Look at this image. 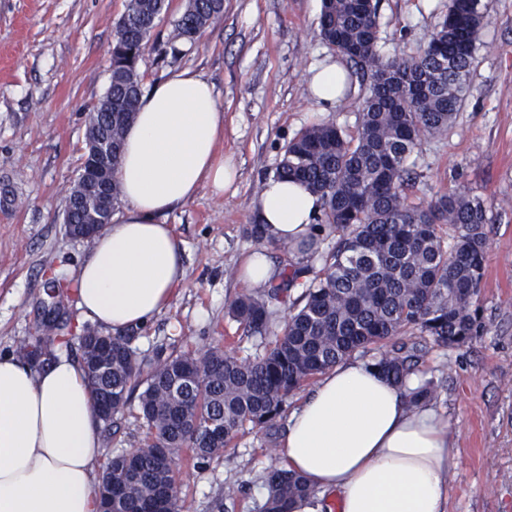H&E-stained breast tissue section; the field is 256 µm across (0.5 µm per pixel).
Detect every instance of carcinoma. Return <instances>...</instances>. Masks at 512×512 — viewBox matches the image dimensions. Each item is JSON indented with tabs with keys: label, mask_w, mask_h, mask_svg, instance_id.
<instances>
[{
	"label": "carcinoma",
	"mask_w": 512,
	"mask_h": 512,
	"mask_svg": "<svg viewBox=\"0 0 512 512\" xmlns=\"http://www.w3.org/2000/svg\"><path fill=\"white\" fill-rule=\"evenodd\" d=\"M169 0H126L110 55V81L90 110L88 127L112 142V205L124 132L142 94L140 62ZM379 0H322L320 36L345 57L352 74L369 81L356 135L333 124L313 125L285 146L278 176L305 185L321 200V223L336 234L322 267L292 302L288 321L264 353L240 358L218 349L170 354L160 350L142 376L126 336H108L112 361L89 370L96 356L88 335L77 337L98 417L105 427L133 394L148 427L147 443L108 459L98 487L103 512H176L180 453L202 464L249 425L273 437L288 398L355 353L379 351L372 365L397 385L417 374L427 336L459 348L484 330L476 298L484 278L489 206L476 195H439L411 206L404 193L406 162L421 136L448 129L470 90L476 41L484 24L480 0H448V14L422 53L385 59L378 45ZM224 11V0H187L169 36L172 50L194 42ZM451 227L452 235L444 228ZM301 271L258 297L245 293L228 308L247 337L265 339L269 304L285 297ZM422 380L410 391L430 400ZM261 512H290L311 494L282 466L266 476Z\"/></svg>",
	"instance_id": "cac0c4a2"
}]
</instances>
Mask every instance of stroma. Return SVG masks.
<instances>
[{"instance_id": "1", "label": "stroma", "mask_w": 512, "mask_h": 512, "mask_svg": "<svg viewBox=\"0 0 512 512\" xmlns=\"http://www.w3.org/2000/svg\"><path fill=\"white\" fill-rule=\"evenodd\" d=\"M169 2L140 64L143 84L183 68L210 80L238 177L222 197L203 189L165 216L185 248L186 280L130 346L141 359L209 348L246 358L255 341L227 309L247 291L236 266L252 245L243 233L255 221L252 201L302 130L325 121L353 133L365 88L353 81L326 113L307 92L311 69L339 57L319 35L322 0H224L223 15L175 55L164 48L185 0ZM481 4L470 92L448 131L423 136L407 161L419 175L409 203L455 191L482 196L492 210L478 300L485 329L461 348L429 346L423 363L461 455L448 512H512V0ZM124 9L125 0H0V181L16 197L0 210L1 353L47 335L52 352L72 357L67 337L93 327L77 305L91 244L67 233L63 208L81 172L88 113L109 85ZM447 11L448 0H380L381 56H418ZM118 425L103 436L104 459L143 444L137 403ZM281 462L278 442L248 431L203 467L180 464L181 512H260L265 475Z\"/></svg>"}]
</instances>
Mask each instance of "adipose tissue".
Listing matches in <instances>:
<instances>
[{"instance_id": "adipose-tissue-1", "label": "adipose tissue", "mask_w": 512, "mask_h": 512, "mask_svg": "<svg viewBox=\"0 0 512 512\" xmlns=\"http://www.w3.org/2000/svg\"><path fill=\"white\" fill-rule=\"evenodd\" d=\"M320 110L336 106L346 73L332 61L313 69ZM224 114L213 84L185 69L145 89L123 137L116 172L126 208L94 239L78 268L85 318L115 335L166 310L186 278L184 249L166 213L201 189L223 195L237 175L224 155ZM321 200L306 186L269 177L253 213L269 244L301 260L317 239ZM283 269L258 246L242 255L237 276L261 290ZM101 428L80 362L57 355L32 367L0 353V512H100L95 465ZM287 469L305 477L313 498L293 512H448V485L460 450L447 417L431 402L409 406L407 390L361 361L322 373L288 416L281 441Z\"/></svg>"}]
</instances>
